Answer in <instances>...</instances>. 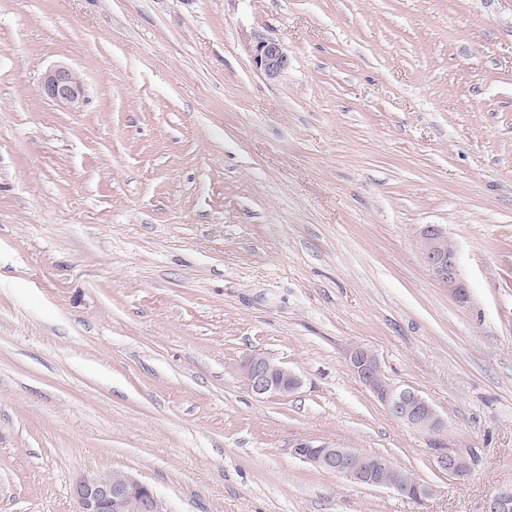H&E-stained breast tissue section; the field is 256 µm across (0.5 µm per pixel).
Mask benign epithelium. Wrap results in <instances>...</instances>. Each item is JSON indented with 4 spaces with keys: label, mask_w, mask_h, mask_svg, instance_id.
Wrapping results in <instances>:
<instances>
[{
    "label": "benign epithelium",
    "mask_w": 512,
    "mask_h": 512,
    "mask_svg": "<svg viewBox=\"0 0 512 512\" xmlns=\"http://www.w3.org/2000/svg\"><path fill=\"white\" fill-rule=\"evenodd\" d=\"M249 51L256 67L270 80L279 78L288 69V55L274 40L259 41ZM40 90L55 104L73 112L81 110L88 101L82 74L66 64L47 71ZM420 235L424 257L434 277L458 300L465 301L467 294L457 273L456 249L445 225L427 224ZM348 366L395 420L429 434L444 428V419L422 395L411 388L393 386L384 379L380 362L373 353L362 348L354 350L348 357ZM241 375L248 390L258 397L286 395L300 385L293 371L262 352L251 353L243 360ZM293 452L299 459L355 485L402 490L415 501L425 500L435 492L432 485L419 480L394 483L388 480V475L400 474L402 469L387 457L308 442L296 444ZM434 463L438 470L457 477H465L472 471L471 459L447 448L435 449ZM73 496L76 512H162L156 493L124 471L83 475L73 485ZM484 512H512V487L493 491L486 499Z\"/></svg>",
    "instance_id": "benign-epithelium-1"
}]
</instances>
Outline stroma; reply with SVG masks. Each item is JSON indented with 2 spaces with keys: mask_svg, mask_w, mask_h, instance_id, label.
<instances>
[{
  "mask_svg": "<svg viewBox=\"0 0 512 512\" xmlns=\"http://www.w3.org/2000/svg\"><path fill=\"white\" fill-rule=\"evenodd\" d=\"M58 64L81 111L40 91ZM357 347L444 429L393 419ZM255 351L301 386L252 395ZM299 441L435 493L354 486ZM110 470L163 512H483L512 486V0H0V512H76ZM256 67L269 79L279 78L288 69V55L274 40H262L249 48ZM40 90L55 104L73 112L80 111L88 101V88L82 74L66 64L47 71ZM443 224H426L421 232L425 260L434 277L448 287L459 301L467 299L457 273V255ZM294 455L322 470L331 471L352 484L386 488L401 492L422 501L431 497L435 489L432 485L419 480H401L391 482L386 478L389 474H401L402 469L388 457H374L357 453L349 448H337L328 444L297 443L293 448ZM434 463L438 470L457 477H465L472 471V462L465 454L448 448H434Z\"/></svg>",
  "mask_w": 512,
  "mask_h": 512,
  "instance_id": "1",
  "label": "stroma"
}]
</instances>
